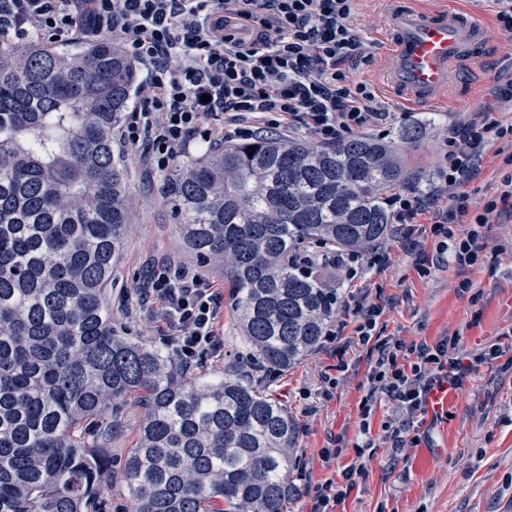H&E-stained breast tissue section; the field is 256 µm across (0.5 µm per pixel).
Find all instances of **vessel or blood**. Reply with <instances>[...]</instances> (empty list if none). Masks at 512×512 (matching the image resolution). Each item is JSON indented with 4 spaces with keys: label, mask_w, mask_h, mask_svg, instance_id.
I'll return each instance as SVG.
<instances>
[{
    "label": "vessel or blood",
    "mask_w": 512,
    "mask_h": 512,
    "mask_svg": "<svg viewBox=\"0 0 512 512\" xmlns=\"http://www.w3.org/2000/svg\"><path fill=\"white\" fill-rule=\"evenodd\" d=\"M486 31L469 0H386L384 90L407 107L455 106L457 81Z\"/></svg>",
    "instance_id": "obj_1"
}]
</instances>
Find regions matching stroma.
Instances as JSON below:
<instances>
[{"mask_svg":"<svg viewBox=\"0 0 512 512\" xmlns=\"http://www.w3.org/2000/svg\"><path fill=\"white\" fill-rule=\"evenodd\" d=\"M359 23L376 61L355 63L353 72L376 85L380 82L377 60L384 51L383 0H368ZM461 81L480 85V96L452 112L410 110L390 98L387 119L368 129L373 136L393 137L406 124L423 123L418 145L404 152L413 176L411 187L417 193L439 186V160L450 128L477 110L496 120L512 111V106L491 93L494 85L512 81V40L491 29L479 76L465 75ZM113 151L127 173L138 226L115 264L107 299L118 330L158 345L165 328L162 319H146L138 303L125 295L143 284L157 260L195 267L200 261L173 228L160 192L161 173L140 162L143 146L117 140ZM507 171L496 145H488L478 177L467 186L472 198L470 217L482 214ZM415 222L411 237L393 229L377 249L365 252V267L354 278L337 274L343 299L378 304L382 309L378 331L405 343H433L456 335L464 350L478 352L495 346L500 356L483 365L463 390L451 393L446 414L426 415L420 441L402 448L393 447L386 437V423L398 417L391 401L378 399L370 422H363L359 415L369 386L368 362L354 336L322 341L300 365L267 375L266 384L287 406L297 426L300 492L288 512H308V487L340 480L355 456L354 443L365 436L372 443L367 474L336 512H512V212L493 217L484 239L483 263L464 274L432 235V213L417 216ZM211 274L216 288L224 292L219 319L224 353L200 365L205 374L246 354L236 320L235 292L222 271L215 268ZM464 278L472 283L466 291L459 287ZM339 436L347 443L342 455L324 462L321 449Z\"/></svg>","mask_w":512,"mask_h":512,"instance_id":"1","label":"stroma"}]
</instances>
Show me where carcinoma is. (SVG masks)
I'll return each mask as SVG.
<instances>
[{
  "mask_svg": "<svg viewBox=\"0 0 512 512\" xmlns=\"http://www.w3.org/2000/svg\"><path fill=\"white\" fill-rule=\"evenodd\" d=\"M135 81L110 38H0V512H95L112 483L96 449L129 407L133 512H287L297 428L253 373L300 364L336 315L332 274L307 272L304 248L378 245L385 195L410 173L392 138L316 150L262 135L165 175L174 230L230 280L249 348V372L190 373L118 331L106 298L135 225L112 154Z\"/></svg>",
  "mask_w": 512,
  "mask_h": 512,
  "instance_id": "cac0c4a2",
  "label": "carcinoma"
}]
</instances>
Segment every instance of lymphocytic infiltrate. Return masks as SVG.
Instances as JSON below:
<instances>
[{"instance_id": "1", "label": "lymphocytic infiltrate", "mask_w": 512, "mask_h": 512, "mask_svg": "<svg viewBox=\"0 0 512 512\" xmlns=\"http://www.w3.org/2000/svg\"><path fill=\"white\" fill-rule=\"evenodd\" d=\"M361 6L362 0H0V34L21 43L38 37L65 44L79 33L119 42L143 72L120 139L145 145L149 168L164 172L189 143L213 148L209 122L230 112L241 124L225 131L228 142L256 138L261 128H277L288 118L309 129L322 145L333 146L382 121L378 90L348 69L349 62L372 59L357 26ZM250 114L263 115V127L246 124ZM492 142L507 147L504 162L512 165V121L471 113L450 129L446 142L440 195L447 196V205H439V195L412 192L389 200L403 234L414 233L416 215L433 210V232L447 239L451 259L463 271L480 261L482 230L490 214L512 206V176H507L475 227L463 237L455 233L471 205L466 186ZM141 293L161 304L168 326L164 342L184 368L223 349L217 324L224 293L196 269L158 261ZM354 311L361 314V323L352 328L341 319L328 333L339 337L350 329L361 343L371 344L376 357L360 415L369 418L378 397L393 401L402 413L391 433L397 448L421 427L434 391L463 389L483 363L498 356L493 347L464 352L455 337L407 348L389 338L380 340V308L359 303ZM404 351L410 355L406 364L399 361ZM369 446L366 440L356 444L342 482L310 486L309 512H336L348 488L365 475Z\"/></svg>"}]
</instances>
